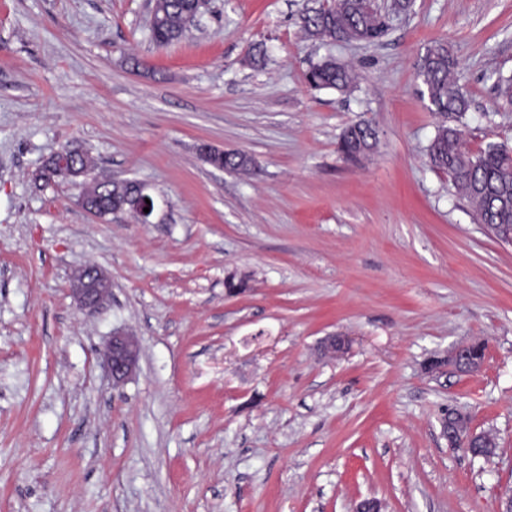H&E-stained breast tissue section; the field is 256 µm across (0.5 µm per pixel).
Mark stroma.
Listing matches in <instances>:
<instances>
[{
  "label": "stroma",
  "mask_w": 512,
  "mask_h": 512,
  "mask_svg": "<svg viewBox=\"0 0 512 512\" xmlns=\"http://www.w3.org/2000/svg\"><path fill=\"white\" fill-rule=\"evenodd\" d=\"M321 2L210 0L160 46L146 0H0V512H497L512 495V245L431 166L444 118L418 76L445 42L468 147H512V0H413L346 44L305 35ZM329 56L352 93L308 87ZM361 122L378 144L354 162L338 142ZM67 144L145 184L149 223L37 179ZM88 263L112 283L93 310L69 291ZM117 331L139 344L118 387ZM470 342L478 375L430 370ZM451 410L494 456L449 446ZM209 160L214 168L233 171H248L252 165V160L248 154L241 151L212 153Z\"/></svg>",
  "instance_id": "stroma-1"
}]
</instances>
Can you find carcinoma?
<instances>
[{"mask_svg": "<svg viewBox=\"0 0 512 512\" xmlns=\"http://www.w3.org/2000/svg\"><path fill=\"white\" fill-rule=\"evenodd\" d=\"M192 0H151L149 27L152 39L166 45L178 40L185 30ZM307 35L316 38L366 40L382 38L387 30L386 15L381 8L372 9L362 0H335L331 6H319L302 17ZM419 76L426 87L428 107L455 121L442 124L429 146L430 163L448 173L453 184L468 202L474 219L492 233L512 232V150L490 145L474 154L466 146L464 130L458 125L469 108L467 85L457 75L455 63L442 42L427 48L419 67ZM312 89H335L348 92L353 88L352 66L326 59L312 64L307 72ZM378 144L377 133L366 123L347 127L340 137V150L352 161L372 152ZM210 164L218 169L248 171L252 160L248 154L217 152L210 155ZM75 170L82 174L79 186L98 184L94 203L101 211L121 209L133 212L136 182L114 184L93 175L89 155L80 151L72 158Z\"/></svg>", "mask_w": 512, "mask_h": 512, "instance_id": "obj_1", "label": "carcinoma"}]
</instances>
